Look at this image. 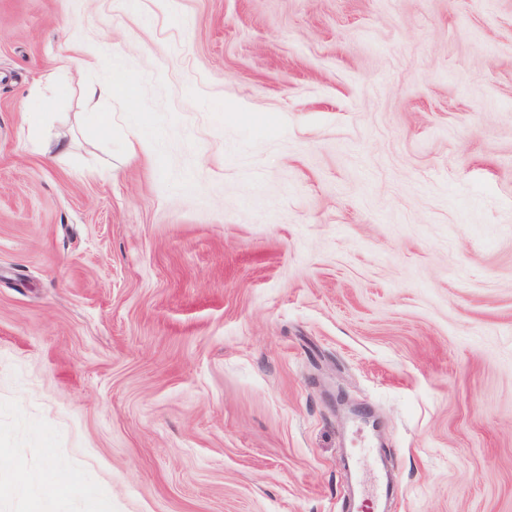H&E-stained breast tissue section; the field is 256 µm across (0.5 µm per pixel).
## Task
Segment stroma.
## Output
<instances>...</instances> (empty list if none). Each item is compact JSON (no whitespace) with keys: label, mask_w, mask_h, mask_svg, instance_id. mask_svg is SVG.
<instances>
[{"label":"stroma","mask_w":512,"mask_h":512,"mask_svg":"<svg viewBox=\"0 0 512 512\" xmlns=\"http://www.w3.org/2000/svg\"><path fill=\"white\" fill-rule=\"evenodd\" d=\"M359 432L512 512V0H0V512H344Z\"/></svg>","instance_id":"1"}]
</instances>
